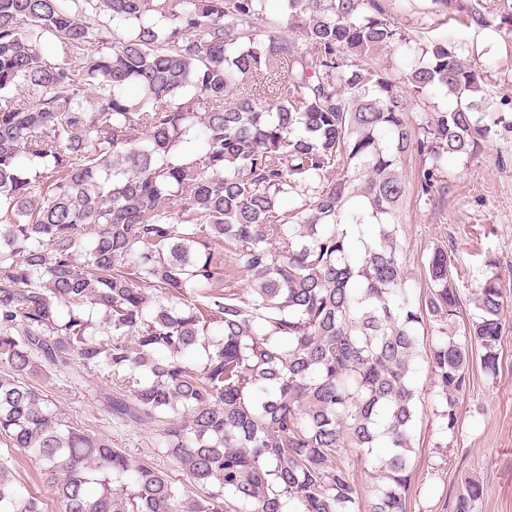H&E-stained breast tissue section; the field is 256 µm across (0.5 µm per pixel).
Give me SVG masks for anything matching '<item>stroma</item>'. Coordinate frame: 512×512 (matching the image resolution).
Segmentation results:
<instances>
[{"label": "stroma", "mask_w": 512, "mask_h": 512, "mask_svg": "<svg viewBox=\"0 0 512 512\" xmlns=\"http://www.w3.org/2000/svg\"><path fill=\"white\" fill-rule=\"evenodd\" d=\"M431 0H396L395 21L405 35L408 51L378 53L377 68L399 75L406 71L409 53L431 39L448 38L460 57L477 63L492 102L485 117L491 124L489 143L467 160L449 158L445 193L423 195L416 186L421 173L418 158H407L402 175L413 191L403 209L401 260L407 285L424 295V263L435 247L447 248L464 314H472L469 298L492 272L502 275L504 332L500 343L499 373L490 377L480 365L470 367L469 386L460 401V426L451 447H442L435 418L438 399L426 373L416 383L422 391L414 433L415 464L407 494L408 512H453L464 481L484 487L475 512H512V132L497 124L496 102L512 97V34L478 29L463 20L438 24ZM51 408L68 422L108 437L113 447L125 449L136 461H146L180 478L174 462L158 455L155 435L125 427L106 417L82 388L52 374L33 380ZM0 462L12 472L23 495L37 497L42 512H60L59 504L41 476L39 460L20 450L0 446Z\"/></svg>", "instance_id": "obj_1"}]
</instances>
